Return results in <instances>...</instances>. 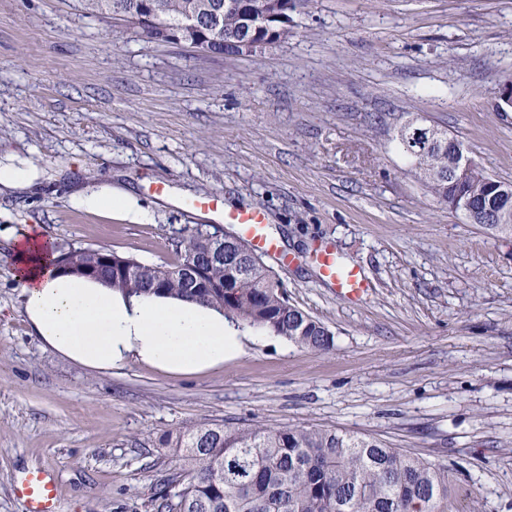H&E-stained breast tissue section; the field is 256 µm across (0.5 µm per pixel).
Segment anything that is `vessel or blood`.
<instances>
[{"mask_svg": "<svg viewBox=\"0 0 512 512\" xmlns=\"http://www.w3.org/2000/svg\"><path fill=\"white\" fill-rule=\"evenodd\" d=\"M186 212H209L223 218L225 223L235 225L241 237L256 250L266 255L282 258L278 243L266 232V217L263 212L250 206L225 208L218 194L202 195L185 205ZM321 271L336 287L339 299L352 301L363 295L367 284L360 272L353 268H341L331 249H323L318 255ZM23 501L25 512H57L60 498L59 486L46 478L43 471L34 470L22 478L15 489Z\"/></svg>", "mask_w": 512, "mask_h": 512, "instance_id": "obj_1", "label": "vessel or blood"}]
</instances>
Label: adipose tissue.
<instances>
[{"label":"adipose tissue","mask_w":512,"mask_h":512,"mask_svg":"<svg viewBox=\"0 0 512 512\" xmlns=\"http://www.w3.org/2000/svg\"><path fill=\"white\" fill-rule=\"evenodd\" d=\"M14 278L36 336L86 368L109 372L140 362L173 374L223 365L243 335L199 302L127 296L107 283L63 272L51 242L30 231L14 247Z\"/></svg>","instance_id":"adipose-tissue-1"}]
</instances>
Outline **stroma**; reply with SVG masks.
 I'll return each instance as SVG.
<instances>
[{
  "label": "stroma",
  "mask_w": 512,
  "mask_h": 512,
  "mask_svg": "<svg viewBox=\"0 0 512 512\" xmlns=\"http://www.w3.org/2000/svg\"><path fill=\"white\" fill-rule=\"evenodd\" d=\"M288 40L215 57L86 13L0 0V512L28 470L59 512H158L175 463L161 440L203 422L336 428L447 465L458 512H512V238L449 212L393 136L425 117L512 183V0H309ZM165 186L155 197L152 188ZM125 192L130 210L79 195ZM222 195L266 214L267 258L327 351L248 329L242 352L183 376L100 373L42 345L13 277L36 228L61 249L178 262L180 202ZM331 244L368 290L337 297Z\"/></svg>",
  "instance_id": "obj_1"
}]
</instances>
